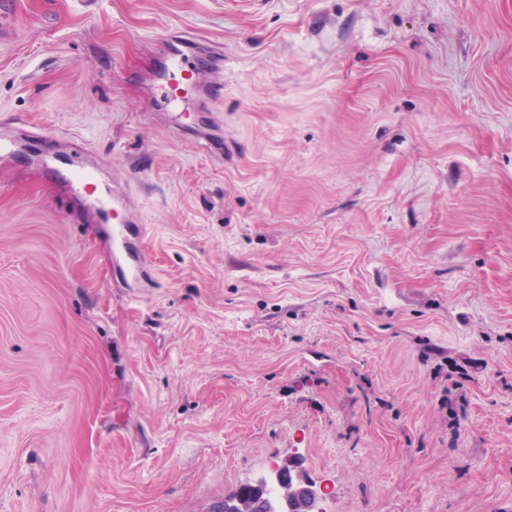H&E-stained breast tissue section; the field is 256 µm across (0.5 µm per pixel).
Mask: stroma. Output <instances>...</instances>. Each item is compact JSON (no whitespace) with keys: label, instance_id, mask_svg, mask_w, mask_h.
Masks as SVG:
<instances>
[{"label":"stroma","instance_id":"35a3bbf8","mask_svg":"<svg viewBox=\"0 0 512 512\" xmlns=\"http://www.w3.org/2000/svg\"><path fill=\"white\" fill-rule=\"evenodd\" d=\"M224 53L178 124L165 37ZM117 174L155 273L0 160V512H512V0H12L0 128ZM289 465H279V468L275 471L280 478V490L276 507L269 503L267 497H264L260 503L262 505L261 511H273L271 507L281 512L312 511L313 503L316 502L319 493L313 488L312 483L304 480L299 475L293 476L292 464Z\"/></svg>","mask_w":512,"mask_h":512}]
</instances>
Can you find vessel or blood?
<instances>
[{
    "label": "vessel or blood",
    "instance_id": "vessel-or-blood-1",
    "mask_svg": "<svg viewBox=\"0 0 512 512\" xmlns=\"http://www.w3.org/2000/svg\"><path fill=\"white\" fill-rule=\"evenodd\" d=\"M189 39V34L184 32L171 36L170 63L158 84L165 107L179 112L188 111L192 94L203 93L214 98L223 88L221 66L204 68L202 64L191 62L181 51V43ZM51 138V132L45 129L20 140L0 139V156L24 155L27 160L37 162L48 175L63 181L73 194L84 198L85 220L112 227L117 265L130 278H142L147 269L143 247L145 231L125 218V198L96 178L89 167L69 156L46 151L45 145Z\"/></svg>",
    "mask_w": 512,
    "mask_h": 512
}]
</instances>
